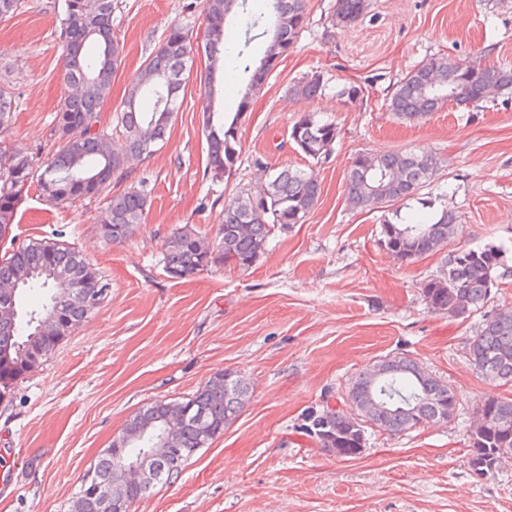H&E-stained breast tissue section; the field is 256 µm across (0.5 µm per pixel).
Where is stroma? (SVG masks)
Wrapping results in <instances>:
<instances>
[{"mask_svg":"<svg viewBox=\"0 0 512 512\" xmlns=\"http://www.w3.org/2000/svg\"><path fill=\"white\" fill-rule=\"evenodd\" d=\"M46 2L28 0L0 22V85L16 106L5 138L30 155L53 143L66 95L59 22ZM369 2L362 21L340 27L330 21L334 0H306V28L241 120V163L229 177L207 170L205 88L190 80L165 142L150 157L130 158L112 182L116 192L148 190L149 212L129 240L101 237L97 202L57 208L30 188L17 210V240L72 244L111 288L0 400V451L10 456L0 512H71L83 474L130 415L188 396L222 371L246 379L248 402L176 482L157 485L133 512H512V460L477 477L467 439L479 401L512 398V385L483 380L468 361L480 316L435 313L422 294L447 251L396 262L379 243L381 212L353 207L345 190L356 154L433 156L438 167L421 197L457 212L452 247L504 249L489 305H512V90L412 124L386 107L393 84L433 56L512 65V0ZM202 10V0H118L113 27L125 60L101 126L111 125L169 27L198 29ZM313 73L323 79L320 96L293 95V84ZM353 82L365 96L351 104L338 92ZM313 112L338 130L331 156L317 165L289 139L293 121ZM284 166L315 169L321 183L304 223L275 231L252 267L168 277L163 252L173 231L190 224L214 236L225 202ZM400 353L457 395L455 419L399 435L368 431L355 458L325 451L309 432L312 416L338 407L368 364Z\"/></svg>","mask_w":512,"mask_h":512,"instance_id":"stroma-1","label":"stroma"}]
</instances>
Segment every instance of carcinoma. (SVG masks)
<instances>
[{"label":"carcinoma","mask_w":512,"mask_h":512,"mask_svg":"<svg viewBox=\"0 0 512 512\" xmlns=\"http://www.w3.org/2000/svg\"><path fill=\"white\" fill-rule=\"evenodd\" d=\"M52 8L60 22L59 37L64 48L63 83L85 84L81 97L63 99L57 117L70 119L81 130L66 141H54L41 161L13 151L0 137V240L11 236L17 205L34 183L57 207L104 197L96 215L103 239L116 243L131 237L145 218L148 192L143 187L130 188L108 196L106 191L128 156H147L164 141L183 103L196 56H204L200 76L204 77L210 102L224 54L242 61L253 30L261 28L269 36L264 59L271 61L288 53L306 25L304 0H268L267 13L263 15L252 13L247 0H204L205 30L223 32L228 18L236 16L244 31V42L228 46L222 36L199 42L184 27H171L132 78L114 125L108 130L98 126V111L125 59L124 47L113 29V0H52ZM368 8L369 0H335L331 21L335 26L354 25ZM243 72L249 74V80L233 116L214 112L209 104L204 109L207 167L216 177L228 176L234 170L240 157L237 121L268 75L262 64L254 68L247 64ZM511 88L512 68L436 56L396 83L388 110L398 120L414 123L448 104L466 108ZM321 91L322 80L317 74L293 86L294 94L309 98L319 96ZM13 104L12 93L0 86V134L11 125ZM337 135L335 122L304 114L293 122L289 139L306 157L321 163L331 155ZM435 168L436 160L431 156L397 151L359 153L347 172V195L355 207L373 210L410 200L421 205L420 210L407 217L398 207L392 217L381 220L380 244L402 264L441 250L457 230V213L445 207L428 216L425 210L433 208V203L419 197ZM263 185L262 193L250 188L224 204L211 253L201 250L204 236L192 225L175 230L164 245V270L169 278L185 279L216 263L250 267L266 251L272 232L282 224L303 223L321 195L320 182L312 169H274ZM238 224L251 225L249 233L235 234ZM503 264L504 251L498 246L456 248L448 254L441 274L428 280L422 292L436 313L463 319L482 314L479 334L468 347V361L484 379L506 385L512 383V306L484 311L497 285V269ZM2 279L18 281L20 288L14 313L0 312V351L11 350L15 362L11 372H0V400L10 396L15 382L36 369L94 312L75 298L74 284L108 287L102 272L88 263L79 250L63 241L36 238L0 257ZM26 293H42L45 299L25 308L22 299ZM50 312L58 318L56 337L40 339L39 321ZM249 393L245 379L235 376L226 383L224 373L219 372L188 398L160 399L139 409L124 428L135 431L145 421L158 422L189 408L205 417L209 435L202 436L196 427L187 426L181 459L165 465L157 480L159 484H169L181 475L199 449L224 434V427L239 415ZM342 404L313 422L321 447L339 458L362 453L368 427L395 435L430 422L446 424L459 410V401L448 385L416 360L400 355L386 356L361 370ZM477 411L484 415L486 425L468 434L469 464L475 475L486 477L496 471L494 463L499 457L512 456V400L486 396ZM148 447L147 438L119 440V445L100 454L91 481L127 505L148 497L151 489L147 487L112 483L115 460L137 459ZM87 486L86 481H81L72 512H107L101 496L89 492Z\"/></svg>","instance_id":"carcinoma-1"}]
</instances>
